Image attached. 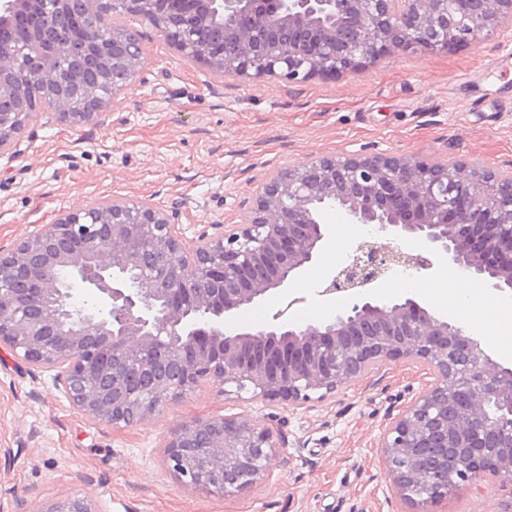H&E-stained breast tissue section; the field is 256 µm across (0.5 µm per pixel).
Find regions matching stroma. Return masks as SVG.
<instances>
[{
  "label": "stroma",
  "mask_w": 512,
  "mask_h": 512,
  "mask_svg": "<svg viewBox=\"0 0 512 512\" xmlns=\"http://www.w3.org/2000/svg\"><path fill=\"white\" fill-rule=\"evenodd\" d=\"M144 64L99 118L72 126L49 109L31 117L0 155V252L74 212L112 198L149 200L186 246L217 224H237L257 186L274 171L322 156L394 154L428 162L458 159L512 172V31L447 51L391 49L357 71L303 83L219 76L181 56L160 31L140 24ZM330 253L309 267L305 287L288 288L226 319L227 330L269 321L294 299L297 326L344 311L319 285L362 228L336 210L321 214ZM447 268L412 273L411 288L388 281L380 303L412 295L429 311L460 321L497 362L512 326V297L481 289L464 305L448 301ZM431 371L390 363L336 394L292 410L237 396L211 382L135 426L93 422L69 401L55 371L0 348V512H42L70 497L97 512H418L395 489L381 452L389 411L430 385ZM246 416L270 428L281 447L268 478L226 497L187 486L167 464V445L198 419ZM495 481L479 493L448 496L434 512H501Z\"/></svg>",
  "instance_id": "stroma-1"
}]
</instances>
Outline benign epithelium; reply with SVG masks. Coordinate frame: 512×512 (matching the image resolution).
I'll return each mask as SVG.
<instances>
[{
  "mask_svg": "<svg viewBox=\"0 0 512 512\" xmlns=\"http://www.w3.org/2000/svg\"><path fill=\"white\" fill-rule=\"evenodd\" d=\"M149 22L185 58L220 76L304 82L378 59L476 45L512 30V0H0V153L27 121L52 109L72 125L97 118L143 65L138 33L115 19ZM84 25L73 41L75 17ZM31 21L24 44L5 36ZM340 210L374 228L320 294L347 292L349 309L317 325L229 332L227 316L287 289L322 257L318 215ZM417 238L410 254L394 241ZM468 273L512 296V175L460 160L322 156L283 168L257 187L239 224L187 248L167 215L134 198L59 215L0 253V346L44 369L65 367L63 389L98 423L145 422L203 382L300 407L356 376L399 360L422 362L435 382L389 417L382 452L404 497L451 463L450 492L492 477L512 512V367L490 358L458 322L413 297L379 304L363 289L391 266ZM110 300L100 317L65 301L64 275ZM468 401H453L462 364ZM273 433L247 417L197 420L177 431L167 462L187 485L233 494L265 480L278 458ZM41 512H96L84 498Z\"/></svg>",
  "mask_w": 512,
  "mask_h": 512,
  "instance_id": "1",
  "label": "benign epithelium"
}]
</instances>
